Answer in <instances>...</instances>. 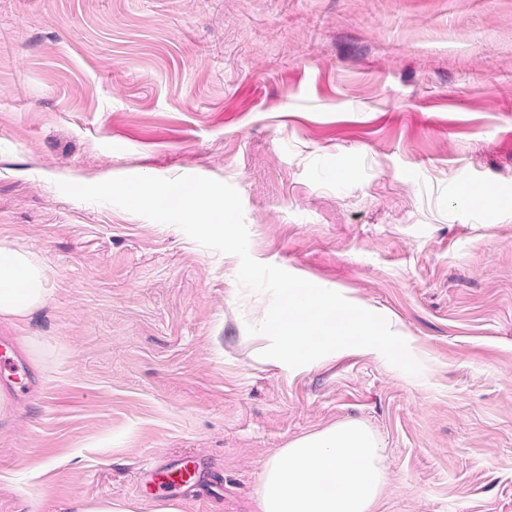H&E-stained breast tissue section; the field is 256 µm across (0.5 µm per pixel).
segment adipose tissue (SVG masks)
I'll return each instance as SVG.
<instances>
[{"instance_id":"1","label":"adipose tissue","mask_w":512,"mask_h":512,"mask_svg":"<svg viewBox=\"0 0 512 512\" xmlns=\"http://www.w3.org/2000/svg\"><path fill=\"white\" fill-rule=\"evenodd\" d=\"M51 293L39 261L0 245V318H24ZM384 459L378 437L356 420L305 435L266 464L261 512H377L386 485Z\"/></svg>"}]
</instances>
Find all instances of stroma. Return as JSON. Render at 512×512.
<instances>
[{"instance_id":"35a3bbf8","label":"stroma","mask_w":512,"mask_h":512,"mask_svg":"<svg viewBox=\"0 0 512 512\" xmlns=\"http://www.w3.org/2000/svg\"><path fill=\"white\" fill-rule=\"evenodd\" d=\"M127 175L233 185L251 256L386 317L421 376L262 358L236 256L58 188ZM0 242L52 288L0 319L31 380L0 363V512H259L274 453L344 420L380 512H512V0H0ZM183 457L195 487L149 483ZM75 512H133L128 504L112 501L109 498L79 500L74 505Z\"/></svg>"}]
</instances>
